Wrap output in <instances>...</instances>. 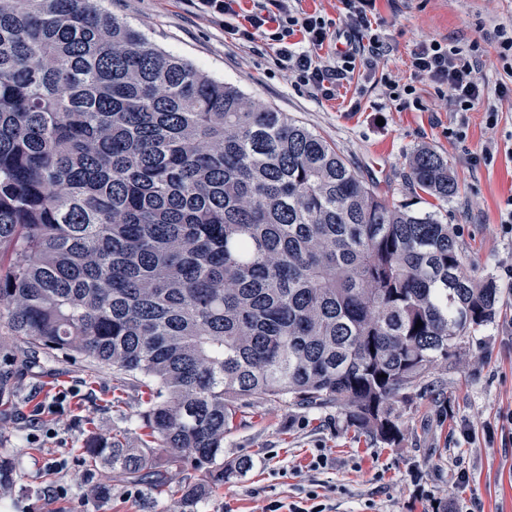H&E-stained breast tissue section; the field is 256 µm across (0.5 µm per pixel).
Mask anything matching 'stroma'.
I'll return each mask as SVG.
<instances>
[{
    "label": "stroma",
    "instance_id": "35a3bbf8",
    "mask_svg": "<svg viewBox=\"0 0 512 512\" xmlns=\"http://www.w3.org/2000/svg\"><path fill=\"white\" fill-rule=\"evenodd\" d=\"M160 49L232 83L316 131L384 197L411 202L452 225L478 276L500 289L491 323L462 339L447 367L437 369L442 395H417L394 405L397 443L367 437L329 408L307 411L266 400L240 412L224 439V462L252 465L225 481L202 512H264L271 501L291 502L316 488L335 512H512V234L501 212L512 197V72L497 59L493 35L512 25V0H376L375 29L391 44L382 73L413 79L411 52L435 38L477 43L487 57L478 75L481 102L468 114V137L448 136L455 120L433 84H418L425 111L399 109L382 85L362 71L341 81L333 99L316 97L285 76L273 54L236 45L190 0H103ZM497 124L486 121L488 108ZM495 145L492 164L476 163ZM427 148L448 162L458 184L448 201L421 199L405 178L408 158ZM16 394L0 402V455L14 458L15 491L0 512H166L167 499L102 475L108 490L91 496L75 462L96 438L124 434L141 445L139 388L118 385L111 368L38 353L14 368ZM328 467L313 469L317 454Z\"/></svg>",
    "mask_w": 512,
    "mask_h": 512
}]
</instances>
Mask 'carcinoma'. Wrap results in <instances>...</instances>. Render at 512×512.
I'll use <instances>...</instances> for the list:
<instances>
[{"instance_id":"1","label":"carcinoma","mask_w":512,"mask_h":512,"mask_svg":"<svg viewBox=\"0 0 512 512\" xmlns=\"http://www.w3.org/2000/svg\"><path fill=\"white\" fill-rule=\"evenodd\" d=\"M407 179L457 193L425 148ZM498 302L453 227L382 197L286 113L97 0H0V328L148 394L150 440L81 449L88 477L118 470L199 512L250 467L224 468V437L265 399L334 407L392 442V402L435 391L432 370ZM154 445L194 475L172 483ZM14 474L0 457V494Z\"/></svg>"}]
</instances>
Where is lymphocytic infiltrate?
<instances>
[{
	"instance_id": "1",
	"label": "lymphocytic infiltrate",
	"mask_w": 512,
	"mask_h": 512,
	"mask_svg": "<svg viewBox=\"0 0 512 512\" xmlns=\"http://www.w3.org/2000/svg\"><path fill=\"white\" fill-rule=\"evenodd\" d=\"M199 8L224 27V33L239 44L262 42L282 70L314 95L333 96L336 82L356 67L375 69L390 48L372 27L369 15L375 0H342L345 14L335 21L319 13L300 10L295 0H197ZM341 44L336 56L324 58L323 47ZM483 57L477 44L448 45L438 40L420 41L412 53V67L419 80L431 82L447 96L456 114L450 134L457 141L467 138V114L482 97L477 75Z\"/></svg>"
}]
</instances>
